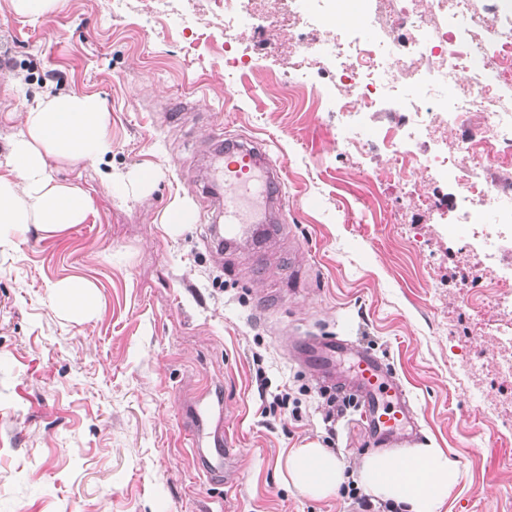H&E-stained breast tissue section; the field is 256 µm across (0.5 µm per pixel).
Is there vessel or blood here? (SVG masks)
I'll use <instances>...</instances> for the list:
<instances>
[{"label": "vessel or blood", "instance_id": "1", "mask_svg": "<svg viewBox=\"0 0 512 512\" xmlns=\"http://www.w3.org/2000/svg\"><path fill=\"white\" fill-rule=\"evenodd\" d=\"M224 194L218 209L224 223L212 226L211 242L217 250L235 251L244 243H262L276 230L272 205L282 193L278 168L261 141L225 140L221 171ZM297 355L315 376L349 390L362 403L370 436L379 444L405 447L417 434V425L404 386L391 368L370 349L339 336H300ZM348 359L347 374L336 362ZM224 408L210 389H203L188 409V430L197 464L207 475L224 471L234 451V439L224 430Z\"/></svg>", "mask_w": 512, "mask_h": 512}]
</instances>
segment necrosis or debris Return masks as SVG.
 <instances>
[{
  "label": "necrosis or debris",
  "mask_w": 512,
  "mask_h": 512,
  "mask_svg": "<svg viewBox=\"0 0 512 512\" xmlns=\"http://www.w3.org/2000/svg\"><path fill=\"white\" fill-rule=\"evenodd\" d=\"M213 2L223 19L225 70L244 68L243 58L231 50L246 28L258 24L269 30L294 70L305 74L317 68L334 74L346 89L339 109L347 118L360 117L394 98L396 88H427V107L386 126L381 142L394 159L391 174L400 179L401 193L415 210L425 212L434 204L433 197L414 190L412 176L417 171L454 186L449 210L457 223L471 226L484 245L482 253L466 256L465 262L492 290L490 302L477 307L474 330L479 336L498 337L505 355L495 372L512 381V276L498 271L512 254V184L497 176L499 168L512 165V110L491 106L498 87L512 86V27H495L496 43L491 46L480 35L464 33L465 26L477 20L472 0H356L354 39L327 37L315 54L306 50L308 24L293 11V0ZM370 30L381 32V40L368 39ZM462 69L482 70L485 77L478 86L465 85L447 96V85ZM465 121L474 123L475 133L452 149L412 150L413 142ZM482 212L496 214V232L480 223Z\"/></svg>",
  "instance_id": "obj_1"
}]
</instances>
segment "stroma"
I'll list each match as a JSON object with an SVG mask.
<instances>
[{"label": "stroma", "mask_w": 512, "mask_h": 512, "mask_svg": "<svg viewBox=\"0 0 512 512\" xmlns=\"http://www.w3.org/2000/svg\"><path fill=\"white\" fill-rule=\"evenodd\" d=\"M271 36L246 31L251 67L224 77V32L212 0H62L36 19L0 0V175L38 93L103 102L109 149L50 160L52 177L92 199L84 223L27 225L0 246V512H359L348 486L316 501L288 486V449L320 443L354 476L372 451L357 407L323 420V385L288 350L289 333L347 332L387 362L409 393L422 443L444 449L460 480L440 512H512V384L502 385L490 336L470 332L473 301L456 255L468 225L448 233L451 186L414 176L441 207L421 214L381 180L377 139L401 103L360 124L364 158L339 154L343 118L325 97L330 73L295 75ZM261 139L283 186L281 233L255 280L248 255L210 245L200 192L219 152L212 127ZM155 172L150 192L130 183ZM174 203L197 221L162 223ZM93 283L96 313L70 320L55 283ZM277 290L267 313L257 290ZM289 387L298 414L264 416L259 383ZM215 384L237 454L227 477L198 471L181 404Z\"/></svg>", "instance_id": "35a3bbf8"}]
</instances>
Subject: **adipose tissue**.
Segmentation results:
<instances>
[{
    "label": "adipose tissue",
    "instance_id": "adipose-tissue-1",
    "mask_svg": "<svg viewBox=\"0 0 512 512\" xmlns=\"http://www.w3.org/2000/svg\"><path fill=\"white\" fill-rule=\"evenodd\" d=\"M108 126V112L91 94L48 95L28 104L10 143V173L0 175V232L29 223L57 232L84 223L90 196L55 181L48 160L99 158L108 148ZM54 296L56 306L77 322L98 307L92 285L81 279L58 282ZM284 468L288 482L315 499L333 496L344 481L342 461L316 443L289 449ZM457 481L456 462L443 449L422 444L369 452L358 468L364 491L398 512H437Z\"/></svg>",
    "mask_w": 512,
    "mask_h": 512
}]
</instances>
